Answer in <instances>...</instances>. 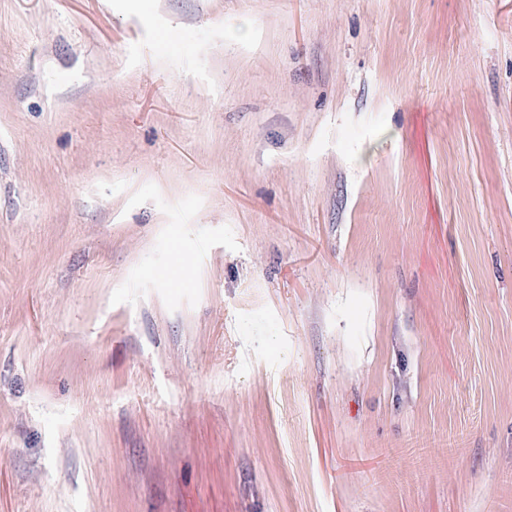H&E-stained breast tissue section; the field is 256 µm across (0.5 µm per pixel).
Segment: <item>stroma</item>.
Wrapping results in <instances>:
<instances>
[{"label":"stroma","instance_id":"stroma-1","mask_svg":"<svg viewBox=\"0 0 512 512\" xmlns=\"http://www.w3.org/2000/svg\"><path fill=\"white\" fill-rule=\"evenodd\" d=\"M0 512H512V0H0Z\"/></svg>","mask_w":512,"mask_h":512}]
</instances>
